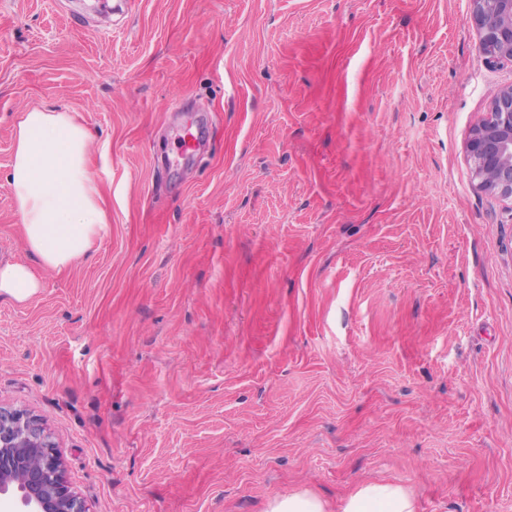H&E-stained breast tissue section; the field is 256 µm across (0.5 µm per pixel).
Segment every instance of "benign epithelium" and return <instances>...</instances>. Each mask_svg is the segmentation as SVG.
Segmentation results:
<instances>
[{"instance_id":"benign-epithelium-1","label":"benign epithelium","mask_w":512,"mask_h":512,"mask_svg":"<svg viewBox=\"0 0 512 512\" xmlns=\"http://www.w3.org/2000/svg\"><path fill=\"white\" fill-rule=\"evenodd\" d=\"M469 22L492 63H512V0H470ZM479 188L512 201V84L492 96L466 144ZM0 512H88L64 476L56 443L23 409L0 406Z\"/></svg>"}]
</instances>
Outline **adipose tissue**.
Returning <instances> with one entry per match:
<instances>
[{
  "label": "adipose tissue",
  "instance_id": "obj_1",
  "mask_svg": "<svg viewBox=\"0 0 512 512\" xmlns=\"http://www.w3.org/2000/svg\"><path fill=\"white\" fill-rule=\"evenodd\" d=\"M15 138L7 182L25 246L43 267L65 268L108 228L99 186L86 165L92 135L73 113L32 109L19 115ZM40 288L27 264H0V294L23 303ZM337 512H417V502L410 488L372 481L357 487Z\"/></svg>",
  "mask_w": 512,
  "mask_h": 512
}]
</instances>
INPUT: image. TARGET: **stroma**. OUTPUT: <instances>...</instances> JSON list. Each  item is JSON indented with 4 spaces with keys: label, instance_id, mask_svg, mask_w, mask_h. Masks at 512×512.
I'll return each instance as SVG.
<instances>
[{
    "label": "stroma",
    "instance_id": "1",
    "mask_svg": "<svg viewBox=\"0 0 512 512\" xmlns=\"http://www.w3.org/2000/svg\"><path fill=\"white\" fill-rule=\"evenodd\" d=\"M98 2L0 0V262L42 282L0 296V405L89 512H512V211L466 154L512 66L469 0ZM35 108L92 132L108 215L60 271L6 181ZM336 512H417V502L410 488L372 481L357 487ZM266 512H331L328 504L308 490L277 494L269 499Z\"/></svg>",
    "mask_w": 512,
    "mask_h": 512
}]
</instances>
